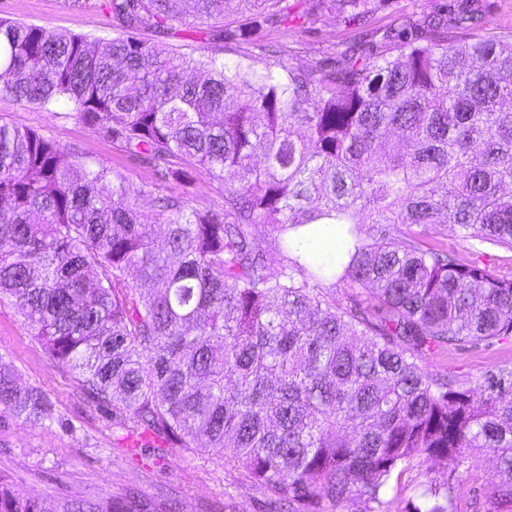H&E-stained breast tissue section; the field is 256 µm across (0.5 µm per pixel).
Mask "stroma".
<instances>
[{
  "instance_id": "obj_1",
  "label": "stroma",
  "mask_w": 512,
  "mask_h": 512,
  "mask_svg": "<svg viewBox=\"0 0 512 512\" xmlns=\"http://www.w3.org/2000/svg\"><path fill=\"white\" fill-rule=\"evenodd\" d=\"M457 7L458 0H379L375 25L382 29L401 14L417 19ZM0 17L74 33H116L106 10L73 9L67 0H0ZM354 34L355 25L345 14L329 10L313 22L297 21L287 27L263 24L258 37L264 43L287 44L288 62L305 66L335 58ZM3 122L42 130L63 147L104 163L129 181L150 185L151 194L138 201L144 214H153L159 194L182 196L194 207L218 208L224 202L223 185L207 175L196 172L181 183L161 180L153 168L119 145L62 115L0 97ZM0 356L13 361L22 384L41 388L50 401L47 416L39 422L0 415V473L11 476L19 494L39 495L47 512H55L70 495L119 497L130 490L155 503L177 500L181 512H273L269 493L242 471L225 467L221 453L197 456L172 448L158 456L139 435L113 425L111 415L94 409L72 377L51 365L8 303L0 304ZM510 360L512 337L508 336L472 348L452 345L441 352H427L420 364L430 373L468 382ZM428 480L426 464L414 463L386 493L384 512H405L408 501L417 498ZM496 482L490 463L482 462L461 490L457 512H485L495 497Z\"/></svg>"
}]
</instances>
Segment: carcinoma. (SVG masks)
Masks as SVG:
<instances>
[{
	"mask_svg": "<svg viewBox=\"0 0 512 512\" xmlns=\"http://www.w3.org/2000/svg\"><path fill=\"white\" fill-rule=\"evenodd\" d=\"M103 0L120 30L88 36L0 17V97L66 117L224 205L147 194L40 130L0 123V302L96 406L157 452L224 451V466L288 512L382 507L414 461L454 465L406 512H457L492 459L486 512H512V364L469 384L422 354L512 336V271L448 251L458 237L512 253V29L481 33L478 0L396 19L365 49L374 0H310L363 22L333 66L228 64L256 16L288 0ZM219 24L190 53L177 27ZM151 37H144V34ZM280 237L267 257L254 229ZM317 224L339 245L301 247ZM344 289L346 302L336 298ZM48 399L0 356V412L44 419ZM0 512H45L0 475ZM58 512H178L135 492Z\"/></svg>",
	"mask_w": 512,
	"mask_h": 512,
	"instance_id": "cac0c4a2",
	"label": "carcinoma"
}]
</instances>
